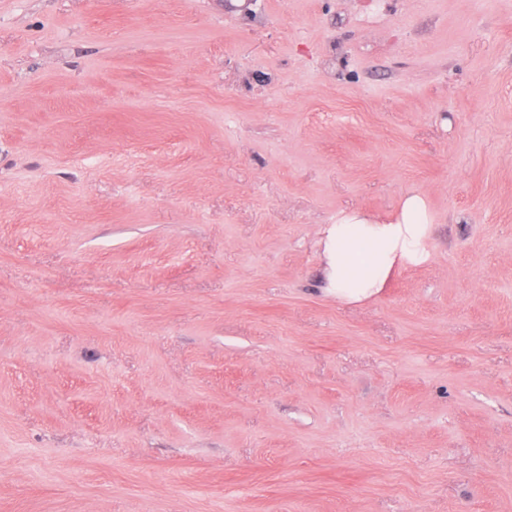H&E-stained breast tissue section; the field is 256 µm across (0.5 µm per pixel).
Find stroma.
Listing matches in <instances>:
<instances>
[{
  "instance_id": "stroma-1",
  "label": "stroma",
  "mask_w": 512,
  "mask_h": 512,
  "mask_svg": "<svg viewBox=\"0 0 512 512\" xmlns=\"http://www.w3.org/2000/svg\"><path fill=\"white\" fill-rule=\"evenodd\" d=\"M0 512H512V0H0ZM434 220L418 194L401 199L386 219L342 212L324 232L322 260L328 294L358 304L379 294L398 267L427 262Z\"/></svg>"
}]
</instances>
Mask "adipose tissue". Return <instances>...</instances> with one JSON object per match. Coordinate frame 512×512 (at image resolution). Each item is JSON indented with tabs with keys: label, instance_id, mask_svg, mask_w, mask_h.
<instances>
[{
	"label": "adipose tissue",
	"instance_id": "obj_1",
	"mask_svg": "<svg viewBox=\"0 0 512 512\" xmlns=\"http://www.w3.org/2000/svg\"><path fill=\"white\" fill-rule=\"evenodd\" d=\"M433 228L428 202L417 194L403 197L385 219L359 210L341 213L323 240L328 294L348 304L375 297L398 267L427 262Z\"/></svg>",
	"mask_w": 512,
	"mask_h": 512
}]
</instances>
